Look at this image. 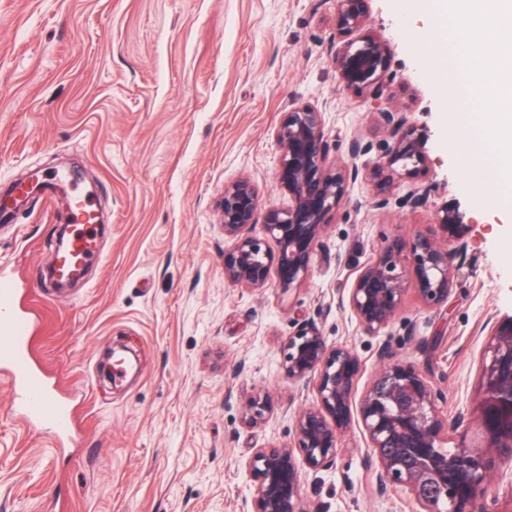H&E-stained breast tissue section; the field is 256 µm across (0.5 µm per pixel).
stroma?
I'll return each mask as SVG.
<instances>
[{
  "label": "stroma",
  "instance_id": "obj_1",
  "mask_svg": "<svg viewBox=\"0 0 512 512\" xmlns=\"http://www.w3.org/2000/svg\"><path fill=\"white\" fill-rule=\"evenodd\" d=\"M368 8L391 60L383 105L427 142L413 183L428 202L380 211L372 184L357 181L328 217L308 283L285 293L225 278L219 204L225 183L248 176L260 211L287 205L274 131L290 101L323 107L330 140L382 138L327 51L336 0H0V184L76 170L105 224L103 264L34 301V355L58 393L77 397L80 443L63 455L48 432L11 418L0 382V512H243L254 451L288 444L295 414L317 402L283 366L305 318L357 354L363 388L390 345L440 392L442 414L473 418L453 446L483 441L487 345L512 319V215L452 147V105L424 47L431 19L409 18L403 0ZM446 203L467 226L447 308L424 307L410 288L393 323L365 334L342 293L385 240L441 235ZM66 210L39 203L0 224V267L25 284L46 272ZM119 344L138 360L115 382L99 363ZM258 392L271 410L251 428L243 408ZM372 462L353 424L331 468L302 469L304 512H420L406 489L377 496ZM477 508L512 512V467L494 461Z\"/></svg>",
  "mask_w": 512,
  "mask_h": 512
}]
</instances>
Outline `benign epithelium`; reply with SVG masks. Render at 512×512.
I'll return each mask as SVG.
<instances>
[{
	"label": "benign epithelium",
	"mask_w": 512,
	"mask_h": 512,
	"mask_svg": "<svg viewBox=\"0 0 512 512\" xmlns=\"http://www.w3.org/2000/svg\"><path fill=\"white\" fill-rule=\"evenodd\" d=\"M369 0H337L336 39L329 50L340 83L375 105L374 116L386 138L373 141L354 136L331 144L325 132L322 108L292 101L275 131L280 151L277 179L288 194V206L271 209L259 217V194L254 180L240 177L224 185L220 203L224 239V275L244 288L277 286L283 292L303 287L311 276L314 251L326 231L327 217L348 200L358 178L375 187L374 207L417 209L428 199L426 189L401 185L427 158L425 141L415 135L405 113L380 107L391 66L386 44L366 32ZM336 158H331V151ZM378 154L369 166L366 156ZM445 233L444 241L418 234L394 238L380 247L376 258L356 277L346 302L367 334H378L393 322L408 282L422 304L440 309L448 305L455 272L467 248L466 225L450 204L435 213ZM263 223L266 236L253 234ZM409 253L411 269L401 266ZM490 357L483 367L487 403L482 426L488 448L512 462V427L491 420L492 409L512 406V320L497 326L489 343ZM381 371L362 394H357L361 374L359 358L351 350L327 345L315 321L298 323L283 345L288 378L314 383L317 404L294 419L293 443L258 448L248 462L254 479L246 512H303L301 475L297 460L311 470L333 464L338 441L359 415L368 447L376 460L375 491L384 497L390 487L409 490L424 512H476L475 503L490 468L487 448H458L441 453L448 434L467 426L459 411L453 418L441 415L429 381L410 363L396 358L388 346L378 351ZM269 413L268 397L251 396L245 404L244 423L258 427Z\"/></svg>",
	"instance_id": "7a95c632"
}]
</instances>
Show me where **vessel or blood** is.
Segmentation results:
<instances>
[{"mask_svg":"<svg viewBox=\"0 0 512 512\" xmlns=\"http://www.w3.org/2000/svg\"><path fill=\"white\" fill-rule=\"evenodd\" d=\"M61 191L68 200L71 232L68 250L55 254L54 274L59 281L102 260L95 248L99 230L95 199L73 179L59 173H36L27 186L15 184L0 193V222L8 224L32 196L51 201ZM39 288L35 282L22 289L0 276V376L11 386V415L36 428L48 427L54 439L62 442L74 430L75 401L56 395L31 359L36 316L33 308L24 305L23 298L37 294Z\"/></svg>","mask_w":512,"mask_h":512,"instance_id":"1","label":"vessel or blood"}]
</instances>
